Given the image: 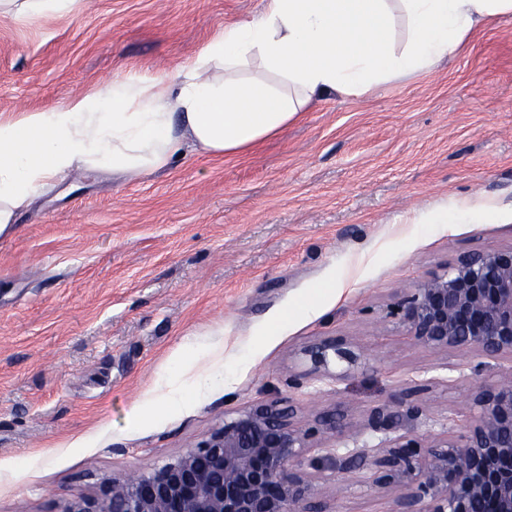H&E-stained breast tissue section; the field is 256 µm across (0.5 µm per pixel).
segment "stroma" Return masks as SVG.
I'll use <instances>...</instances> for the list:
<instances>
[{
    "label": "stroma",
    "instance_id": "1",
    "mask_svg": "<svg viewBox=\"0 0 512 512\" xmlns=\"http://www.w3.org/2000/svg\"><path fill=\"white\" fill-rule=\"evenodd\" d=\"M262 0H82L64 17H0V113L65 105L130 71L172 70ZM447 214L444 222L431 216ZM512 245V17L428 73L315 104L243 155L188 150L125 178L76 170L0 236V512H62L104 479L176 460L239 410L287 400L301 428L343 409L357 446L389 445L376 409L418 405L402 431L446 434L449 412L512 360L411 344L384 317L459 254ZM346 279L309 314L295 306ZM289 319L267 334L270 319ZM361 353L315 393L288 384L301 350ZM484 363L477 375L467 364ZM221 367L206 397L129 422L132 407ZM435 381L421 397L409 390ZM331 512H397L370 473H319Z\"/></svg>",
    "mask_w": 512,
    "mask_h": 512
}]
</instances>
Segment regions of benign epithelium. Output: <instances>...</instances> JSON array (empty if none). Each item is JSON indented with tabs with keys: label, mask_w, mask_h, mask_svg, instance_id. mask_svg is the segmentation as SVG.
<instances>
[{
	"label": "benign epithelium",
	"mask_w": 512,
	"mask_h": 512,
	"mask_svg": "<svg viewBox=\"0 0 512 512\" xmlns=\"http://www.w3.org/2000/svg\"><path fill=\"white\" fill-rule=\"evenodd\" d=\"M414 345L475 350L512 359V246L464 253L415 288H404L388 312ZM309 369L292 376L297 387L344 380L359 349L331 338L307 346ZM474 415L461 432L419 441L399 435L372 453L340 452L315 437L341 436L344 415H324L302 430L293 409L277 401L246 407L176 461L137 476L114 477L93 498L63 512H330L329 492L297 469L310 452L317 469L351 471L369 464L372 484L397 492L398 512H512V374L473 397ZM397 402L375 412V426L400 430ZM432 509L422 508L424 501Z\"/></svg>",
	"instance_id": "benign-epithelium-1"
}]
</instances>
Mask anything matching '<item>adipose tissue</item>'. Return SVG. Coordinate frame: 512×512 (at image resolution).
Segmentation results:
<instances>
[{
	"instance_id": "ef3b65f1",
	"label": "adipose tissue",
	"mask_w": 512,
	"mask_h": 512,
	"mask_svg": "<svg viewBox=\"0 0 512 512\" xmlns=\"http://www.w3.org/2000/svg\"><path fill=\"white\" fill-rule=\"evenodd\" d=\"M79 2L0 0V16H66ZM503 17L512 0H265L173 70L102 81L59 108L0 114V234L71 169L139 175L187 148L246 153L315 102L428 72Z\"/></svg>"
}]
</instances>
